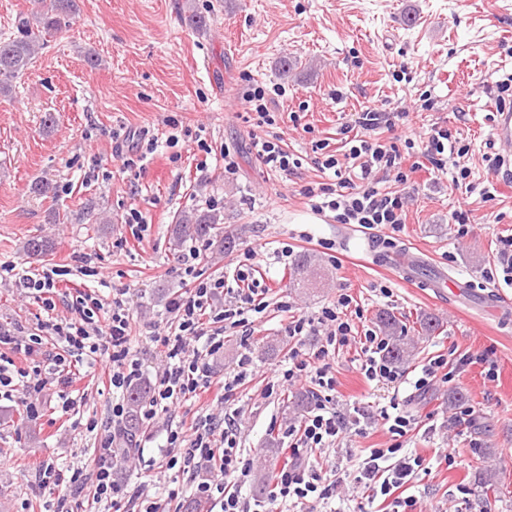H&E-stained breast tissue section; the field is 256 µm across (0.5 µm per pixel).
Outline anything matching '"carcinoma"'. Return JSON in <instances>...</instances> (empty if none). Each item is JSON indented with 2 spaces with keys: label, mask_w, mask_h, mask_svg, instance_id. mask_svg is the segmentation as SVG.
I'll list each match as a JSON object with an SVG mask.
<instances>
[{
  "label": "carcinoma",
  "mask_w": 512,
  "mask_h": 512,
  "mask_svg": "<svg viewBox=\"0 0 512 512\" xmlns=\"http://www.w3.org/2000/svg\"><path fill=\"white\" fill-rule=\"evenodd\" d=\"M31 10L16 17L13 31L0 37V96L7 97L13 91V83L30 68L39 50L48 39L71 27L79 16L77 0H30ZM221 223V214L213 209L206 211L184 210L174 215L171 225V245L178 249L187 242L203 241L210 248L222 252L231 248L233 234L216 233ZM50 250V242L42 236H32L25 243V251L30 257H42ZM315 261L307 255L299 257L292 268L293 279L303 283L307 276L315 273ZM381 329L388 333V358L401 363L412 355V346L406 342L401 320L394 314L382 312L378 316ZM146 388L134 384L126 395V431L122 442L130 445L141 429V408L146 399ZM474 481L483 490H493L498 485V475L478 468Z\"/></svg>",
  "instance_id": "1"
}]
</instances>
